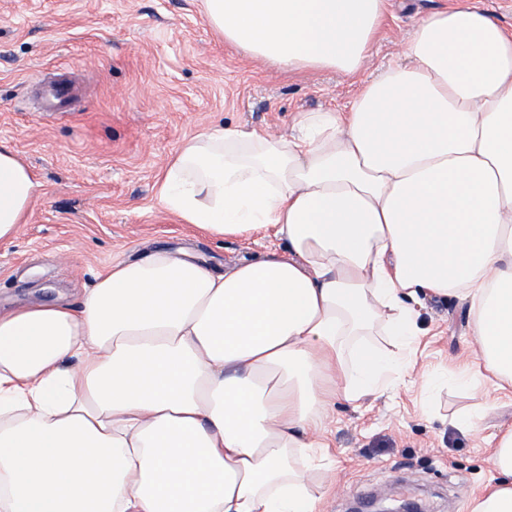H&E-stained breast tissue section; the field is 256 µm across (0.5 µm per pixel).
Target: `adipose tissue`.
<instances>
[{
    "label": "adipose tissue",
    "mask_w": 512,
    "mask_h": 512,
    "mask_svg": "<svg viewBox=\"0 0 512 512\" xmlns=\"http://www.w3.org/2000/svg\"><path fill=\"white\" fill-rule=\"evenodd\" d=\"M389 0H203L225 42L357 75ZM41 183L0 143V241ZM158 201L214 237L279 240L219 271L168 251L79 302L0 307V512H323L333 399L411 366L421 297L468 305L454 378L512 390V31L430 12L348 111L188 139ZM467 512H512V423Z\"/></svg>",
    "instance_id": "obj_1"
}]
</instances>
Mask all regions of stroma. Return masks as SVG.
Here are the masks:
<instances>
[{"label": "stroma", "instance_id": "35a3bbf8", "mask_svg": "<svg viewBox=\"0 0 512 512\" xmlns=\"http://www.w3.org/2000/svg\"><path fill=\"white\" fill-rule=\"evenodd\" d=\"M444 0H389L361 78L284 71L245 57L207 24L201 0H0V142L41 181L17 236L0 242V305L78 302L112 263L186 250L217 270L269 240L214 238L179 223L157 189L181 143L226 126L274 136L301 112L349 107L362 80L403 50L418 19ZM75 66L79 105L39 117L31 99L44 70ZM414 344L419 366L447 376L469 355L468 307L428 298ZM473 435L452 425L472 391L430 388L415 373L360 408H330L324 512H350L377 492L424 498L432 512H466L491 476L488 440L512 422V400Z\"/></svg>", "mask_w": 512, "mask_h": 512}]
</instances>
